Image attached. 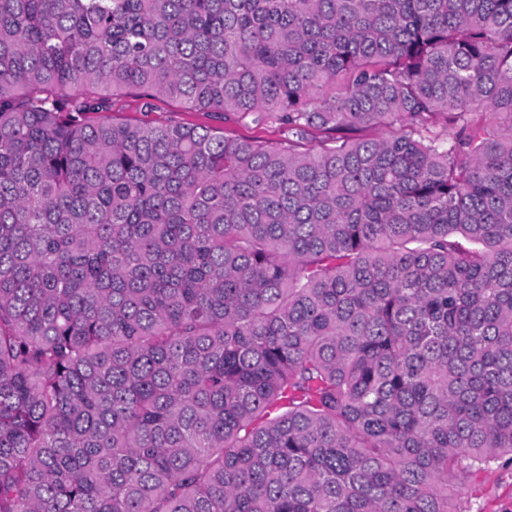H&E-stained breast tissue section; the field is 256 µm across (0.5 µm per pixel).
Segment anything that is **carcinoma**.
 I'll use <instances>...</instances> for the list:
<instances>
[{"label": "carcinoma", "instance_id": "carcinoma-1", "mask_svg": "<svg viewBox=\"0 0 512 512\" xmlns=\"http://www.w3.org/2000/svg\"><path fill=\"white\" fill-rule=\"evenodd\" d=\"M503 457L512 0H0V512H462ZM114 117L129 121L140 120L149 121L152 123H162L170 119L194 123L211 124L214 126L227 127L234 130L236 134L254 138L261 142L278 143L285 137H288L286 132L275 127H256L255 125L248 124H224V122L215 121L213 118H206L196 115L195 112H175V108L168 103H158L156 112L143 113L139 111L138 100L130 94L114 96Z\"/></svg>", "mask_w": 512, "mask_h": 512}]
</instances>
